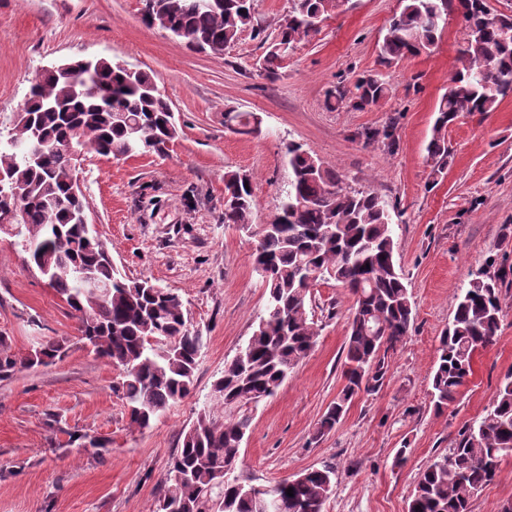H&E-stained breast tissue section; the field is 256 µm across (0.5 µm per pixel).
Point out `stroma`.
<instances>
[{
  "mask_svg": "<svg viewBox=\"0 0 512 512\" xmlns=\"http://www.w3.org/2000/svg\"><path fill=\"white\" fill-rule=\"evenodd\" d=\"M400 7L401 0H349L271 79L262 39L276 34L288 0H257L253 27L221 55L146 26L141 0H0V132L12 129L44 69L81 58L104 56L147 72L170 104L178 135L166 156L87 153L79 173L88 222L114 264L128 278L178 293L204 342L191 394L150 427L131 429L115 390L119 369L84 346L76 316L22 246L0 240V336L19 356L50 338L68 345L63 359L0 379V512H156L169 459L266 309L254 242L224 221V174L251 176L252 221L269 223L288 190L291 142L335 167L345 186L382 197L414 323L388 353L382 385L359 392L339 423L315 438L345 384L354 297L333 282L313 288L317 344L258 405L239 472L268 485L328 464L336 480L325 512H407L420 472L484 415L512 373V287L500 291L493 344L477 353L473 375L440 413L431 374L471 272L491 255L512 265V95L494 112L449 126L452 159L433 178L426 146L466 32L449 18L429 53L382 69L379 44ZM380 69L391 97L363 110L327 107L329 90ZM229 111L251 113L257 131L228 128ZM389 124L395 147L366 141V132ZM74 433L97 439L98 447L72 442ZM401 448L402 463L395 458ZM509 500L512 457L471 510L499 512Z\"/></svg>",
  "mask_w": 512,
  "mask_h": 512,
  "instance_id": "35a3bbf8",
  "label": "stroma"
}]
</instances>
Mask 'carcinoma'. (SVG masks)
Masks as SVG:
<instances>
[{
  "label": "carcinoma",
  "instance_id": "cac0c4a2",
  "mask_svg": "<svg viewBox=\"0 0 512 512\" xmlns=\"http://www.w3.org/2000/svg\"><path fill=\"white\" fill-rule=\"evenodd\" d=\"M386 28L380 62L397 66L428 50L456 14L466 30L458 67L441 96L427 146L432 173L448 168L447 130L462 114L494 111L512 92V15L489 13L486 0H401ZM341 0H291L277 35L264 40L269 77L288 59L287 50L320 31L314 20L339 11ZM142 17L189 47L224 54L253 26L254 0H142ZM84 77L100 92L77 96L58 72L45 70L31 85L7 140H0V172L20 198L0 191V220L16 204L22 213L16 239L47 285L76 315L82 339L96 355L121 371L117 389L129 425L145 429L194 387L203 337L190 328L179 294L147 280H126L90 225L76 220L86 199L71 195L77 175L72 147L83 142L102 156L129 157L165 152L178 131L174 113L153 90L155 80L119 61L90 59ZM392 91L386 76L370 72L351 89L327 93L332 109H364ZM44 142L31 164L23 146L34 135ZM292 172L281 210L268 224L251 223L249 175L224 174V223L255 240L254 271L268 291L265 315L246 345L224 363L209 404L197 414L172 456L167 490L158 512H325L336 471L307 469L284 480L272 502L238 488L240 449L259 403L279 387L316 344L311 288L335 281L355 297L348 319L345 386L322 415L315 437L331 431L354 395L371 379L376 390L386 374L385 354L403 344L414 322L412 294L396 260L394 227L373 190L344 186L336 170L299 144H289ZM512 285V266L490 260L471 274L441 337L432 376V403L442 411L473 374L476 354L492 344L499 328L500 288ZM66 354L65 341L49 339L25 357L0 350V378ZM512 449V379L500 385L482 418L465 426L449 452L422 471L408 512H471V503L499 474L501 457Z\"/></svg>",
  "mask_w": 512,
  "mask_h": 512
}]
</instances>
